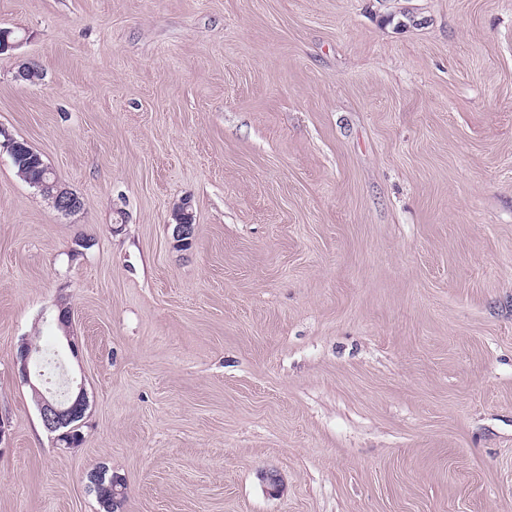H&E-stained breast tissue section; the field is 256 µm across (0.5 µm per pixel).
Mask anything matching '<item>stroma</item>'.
Masks as SVG:
<instances>
[{
  "label": "stroma",
  "instance_id": "35a3bbf8",
  "mask_svg": "<svg viewBox=\"0 0 512 512\" xmlns=\"http://www.w3.org/2000/svg\"><path fill=\"white\" fill-rule=\"evenodd\" d=\"M0 28V126L85 200L0 148V512H103L102 469L118 512H512V0H0ZM25 342L82 382L80 447ZM176 224L173 225V239L178 246H186L194 234L195 218L190 202L186 200L178 207L175 213ZM191 236V237H188ZM37 353L29 343H23L19 352V371L22 379L32 387L37 394V407L45 428L50 432H59L57 440L66 445L67 437L80 424H73L82 419L85 392L83 386H77L74 390H68L64 398L56 397L46 391L43 393L33 384L31 376L40 381V375L31 371L30 364Z\"/></svg>",
  "mask_w": 512,
  "mask_h": 512
}]
</instances>
